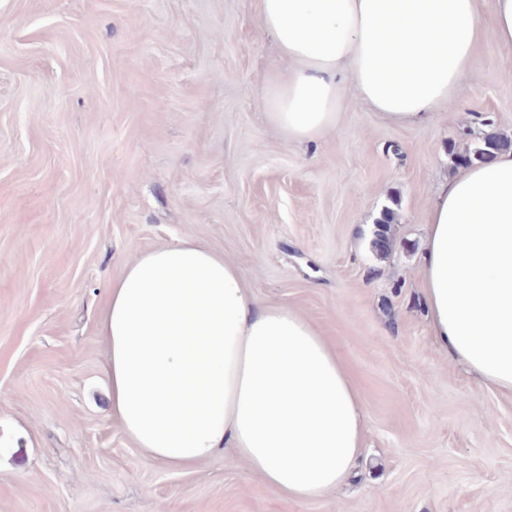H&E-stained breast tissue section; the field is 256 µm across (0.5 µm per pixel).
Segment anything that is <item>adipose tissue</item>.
I'll return each instance as SVG.
<instances>
[{
    "label": "adipose tissue",
    "instance_id": "1",
    "mask_svg": "<svg viewBox=\"0 0 512 512\" xmlns=\"http://www.w3.org/2000/svg\"><path fill=\"white\" fill-rule=\"evenodd\" d=\"M287 65L265 105L289 140L336 128L348 99L421 124L456 98L484 29L512 47V0H259ZM420 265L436 344L512 395V152L465 167L428 211ZM109 401L144 455L191 470L228 450L292 500L341 488L363 453L365 410L317 325L259 300L224 254L185 238L145 251L99 322Z\"/></svg>",
    "mask_w": 512,
    "mask_h": 512
}]
</instances>
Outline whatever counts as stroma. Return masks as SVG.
<instances>
[{"mask_svg": "<svg viewBox=\"0 0 512 512\" xmlns=\"http://www.w3.org/2000/svg\"><path fill=\"white\" fill-rule=\"evenodd\" d=\"M282 64L257 0H0V512H512V396L436 348L419 276L450 143L512 139V49L485 31L425 123L354 103L301 143L265 115ZM184 238L335 344L367 410L337 493L288 500L220 455L170 469L113 416L108 288ZM396 222V213L393 209L386 207L381 210L380 216L376 218L372 229V243L379 256H386L392 249V224Z\"/></svg>", "mask_w": 512, "mask_h": 512, "instance_id": "obj_1", "label": "stroma"}]
</instances>
